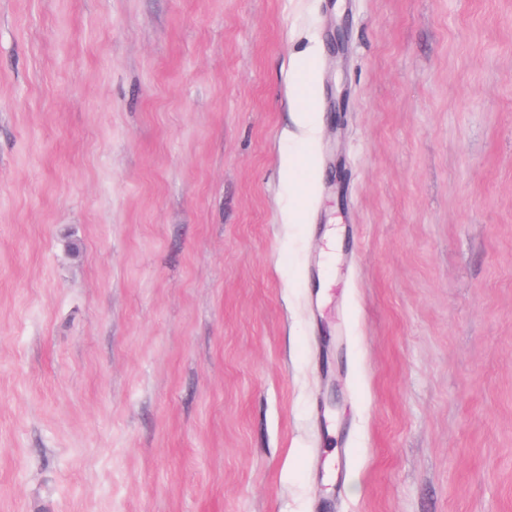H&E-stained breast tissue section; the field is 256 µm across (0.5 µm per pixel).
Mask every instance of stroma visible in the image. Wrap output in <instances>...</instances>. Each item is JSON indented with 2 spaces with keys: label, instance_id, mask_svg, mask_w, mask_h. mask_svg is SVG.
<instances>
[{
  "label": "stroma",
  "instance_id": "1",
  "mask_svg": "<svg viewBox=\"0 0 512 512\" xmlns=\"http://www.w3.org/2000/svg\"><path fill=\"white\" fill-rule=\"evenodd\" d=\"M0 512H512V0H0Z\"/></svg>",
  "mask_w": 512,
  "mask_h": 512
}]
</instances>
